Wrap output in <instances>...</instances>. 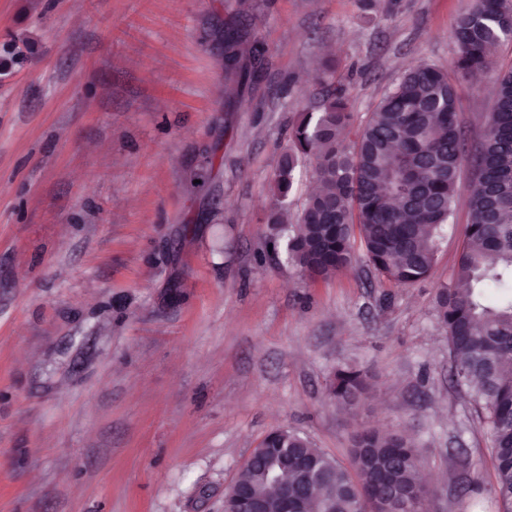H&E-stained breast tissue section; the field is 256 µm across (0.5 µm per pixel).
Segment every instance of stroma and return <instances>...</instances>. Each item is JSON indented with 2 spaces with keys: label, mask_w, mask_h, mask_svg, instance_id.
Wrapping results in <instances>:
<instances>
[{
  "label": "stroma",
  "mask_w": 512,
  "mask_h": 512,
  "mask_svg": "<svg viewBox=\"0 0 512 512\" xmlns=\"http://www.w3.org/2000/svg\"><path fill=\"white\" fill-rule=\"evenodd\" d=\"M0 0V512H224L252 448L288 429L349 464L398 430L433 512H498L485 431L434 317L469 221L459 190L431 276L313 281L264 249L267 185L310 74L333 55L364 121L404 67L447 66L465 0ZM260 54L224 74V29ZM512 69L456 83L467 140ZM203 187H196V180ZM368 370L357 412L332 368ZM478 477L473 500L460 459Z\"/></svg>",
  "instance_id": "stroma-1"
}]
</instances>
